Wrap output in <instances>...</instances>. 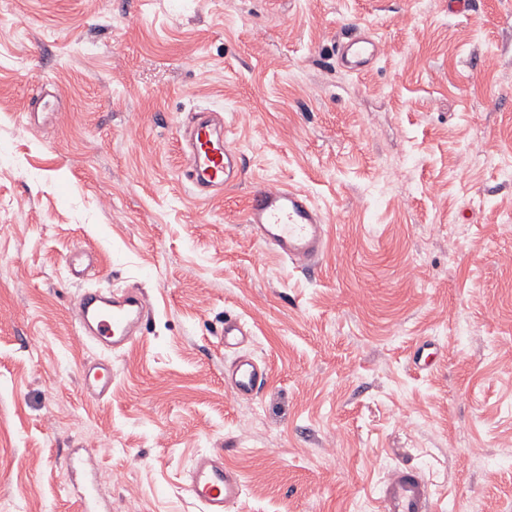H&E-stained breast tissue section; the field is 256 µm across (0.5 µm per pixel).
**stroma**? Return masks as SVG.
<instances>
[{
    "mask_svg": "<svg viewBox=\"0 0 512 512\" xmlns=\"http://www.w3.org/2000/svg\"><path fill=\"white\" fill-rule=\"evenodd\" d=\"M359 29L382 51L352 73ZM38 86L56 110L29 121ZM197 108L244 159L207 201L177 144ZM266 184L321 209L315 268L244 223ZM84 288L152 304L102 399ZM203 452L241 476L231 512H377L402 464L435 512H512V0H0V512H81L86 480L100 512H201ZM380 56V43L368 34H351L337 46V57L349 72L360 73ZM251 331L247 325L239 320L227 319L224 322V348L236 349L246 342ZM265 379V371L254 358L240 356L234 361L227 387L237 398H251L258 393ZM80 384L84 393L95 399L112 392V364L102 359H93L82 366Z\"/></svg>",
    "mask_w": 512,
    "mask_h": 512,
    "instance_id": "stroma-1",
    "label": "stroma"
}]
</instances>
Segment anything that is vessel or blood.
<instances>
[{
  "mask_svg": "<svg viewBox=\"0 0 512 512\" xmlns=\"http://www.w3.org/2000/svg\"><path fill=\"white\" fill-rule=\"evenodd\" d=\"M379 42L367 34H353L339 43L337 57L350 72L359 73L375 63ZM179 143L188 159L184 176L197 198L209 199L223 191L237 174L240 153L224 134V124L206 109L193 113L179 131ZM245 222L263 242L298 268L308 270L325 249L326 224L319 208L304 192L281 186H264L252 192ZM151 306L143 291L121 295L88 288L81 292L72 313L82 341L104 352L126 349L135 339ZM251 331L239 320L224 322V346L238 348ZM266 379L264 370L252 357H238L227 386L238 398L256 395ZM84 393L100 399L112 391V366L100 359L84 364L80 372ZM188 489L202 512H230L244 487L220 454L198 455L188 473ZM380 512H431L428 484L415 467L401 466L386 478L378 498Z\"/></svg>",
  "mask_w": 512,
  "mask_h": 512,
  "instance_id": "b4317fda",
  "label": "vessel or blood"
}]
</instances>
